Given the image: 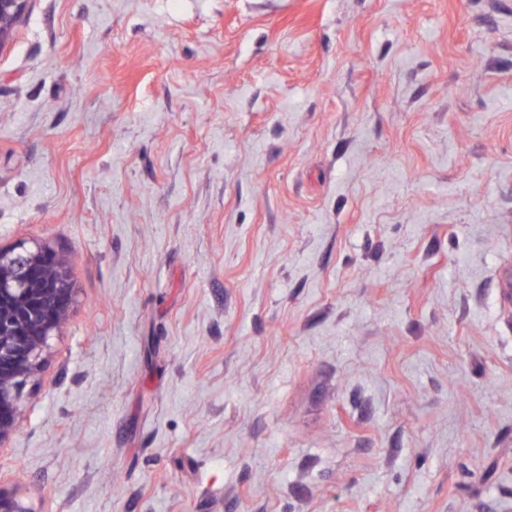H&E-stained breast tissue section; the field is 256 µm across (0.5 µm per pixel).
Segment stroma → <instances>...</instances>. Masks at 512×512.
I'll return each mask as SVG.
<instances>
[{"instance_id":"stroma-1","label":"stroma","mask_w":512,"mask_h":512,"mask_svg":"<svg viewBox=\"0 0 512 512\" xmlns=\"http://www.w3.org/2000/svg\"><path fill=\"white\" fill-rule=\"evenodd\" d=\"M21 243L32 512H512V0H30ZM73 303L66 259L44 245L0 247V451L23 416L28 384H39L49 339Z\"/></svg>"}]
</instances>
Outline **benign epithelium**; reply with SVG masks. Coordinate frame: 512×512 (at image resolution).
I'll use <instances>...</instances> for the list:
<instances>
[{"instance_id": "obj_1", "label": "benign epithelium", "mask_w": 512, "mask_h": 512, "mask_svg": "<svg viewBox=\"0 0 512 512\" xmlns=\"http://www.w3.org/2000/svg\"><path fill=\"white\" fill-rule=\"evenodd\" d=\"M30 0H0V48L12 37ZM73 303L66 259L44 245L0 247V451L23 416L22 396L44 373L49 339ZM0 512H32L0 489Z\"/></svg>"}]
</instances>
